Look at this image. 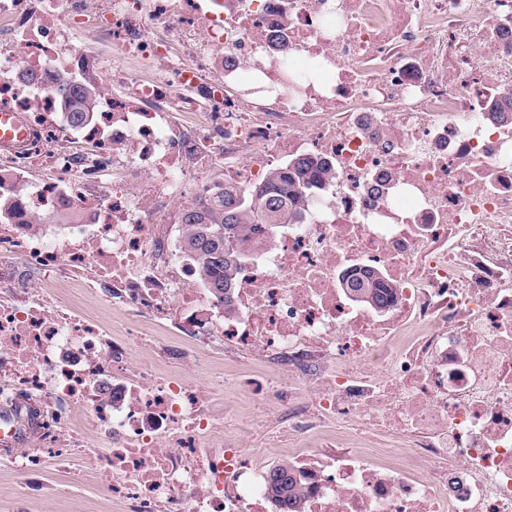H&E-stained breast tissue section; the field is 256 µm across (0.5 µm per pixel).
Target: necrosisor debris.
<instances>
[{"label": "necrosis or debris", "mask_w": 512, "mask_h": 512, "mask_svg": "<svg viewBox=\"0 0 512 512\" xmlns=\"http://www.w3.org/2000/svg\"><path fill=\"white\" fill-rule=\"evenodd\" d=\"M0 24V109L30 130L0 155V404L40 411L21 505L91 448L112 512H271L278 454L301 512H512V0H0ZM62 72L110 79L90 123ZM303 155L331 175L300 223L244 232L225 312L185 209ZM63 203L80 223H49ZM366 269L383 307L341 286ZM219 340L204 385L161 380ZM57 84L67 122L72 126H80L88 122L95 109L98 88L85 85L65 74L59 75Z\"/></svg>", "instance_id": "1"}]
</instances>
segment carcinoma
Listing matches in <instances>:
<instances>
[{
  "label": "carcinoma",
  "mask_w": 512,
  "mask_h": 512,
  "mask_svg": "<svg viewBox=\"0 0 512 512\" xmlns=\"http://www.w3.org/2000/svg\"><path fill=\"white\" fill-rule=\"evenodd\" d=\"M58 95L68 123L80 126L90 120L98 88L61 74ZM324 172L323 161L298 158L272 170L251 188L226 187L217 195L188 205L184 219L191 231L182 241L181 252L193 261L196 274L225 307L231 306L245 261L240 249L242 226L300 223L313 184ZM346 288L369 306H379L391 297V287L370 270L346 278ZM266 492L277 512H298L296 479L288 468L278 466L270 471Z\"/></svg>",
  "instance_id": "cac0c4a2"
}]
</instances>
